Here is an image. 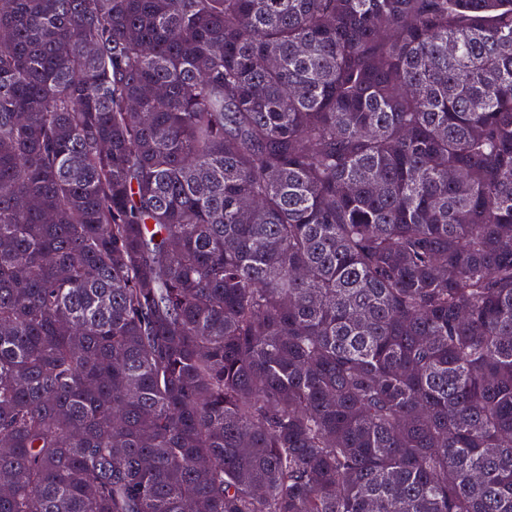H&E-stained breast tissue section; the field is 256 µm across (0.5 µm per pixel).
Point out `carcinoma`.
Segmentation results:
<instances>
[{"mask_svg": "<svg viewBox=\"0 0 512 512\" xmlns=\"http://www.w3.org/2000/svg\"><path fill=\"white\" fill-rule=\"evenodd\" d=\"M1 29L0 512H512V0Z\"/></svg>", "mask_w": 512, "mask_h": 512, "instance_id": "cac0c4a2", "label": "carcinoma"}]
</instances>
